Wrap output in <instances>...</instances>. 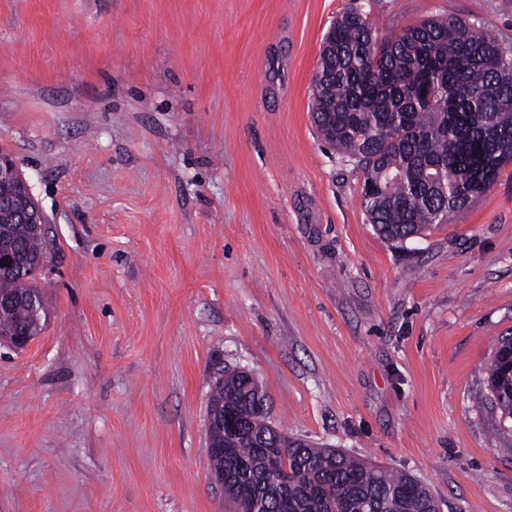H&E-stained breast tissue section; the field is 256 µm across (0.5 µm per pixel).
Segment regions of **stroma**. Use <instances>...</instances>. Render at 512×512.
<instances>
[{
  "label": "stroma",
  "instance_id": "35a3bbf8",
  "mask_svg": "<svg viewBox=\"0 0 512 512\" xmlns=\"http://www.w3.org/2000/svg\"><path fill=\"white\" fill-rule=\"evenodd\" d=\"M361 0H0V149L48 217L45 328L0 342V512H234L207 405L250 371L274 426L512 512V164L450 223L383 239L310 112ZM512 0H373L385 33ZM509 351L512 352V337L503 338L499 343L488 376L489 391L505 419H512V372L506 368L509 362L500 363L499 356Z\"/></svg>",
  "mask_w": 512,
  "mask_h": 512
}]
</instances>
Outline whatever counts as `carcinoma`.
<instances>
[{
    "instance_id": "obj_1",
    "label": "carcinoma",
    "mask_w": 512,
    "mask_h": 512,
    "mask_svg": "<svg viewBox=\"0 0 512 512\" xmlns=\"http://www.w3.org/2000/svg\"><path fill=\"white\" fill-rule=\"evenodd\" d=\"M313 86L311 116L322 138L363 173L362 205L375 231L403 242L452 217L512 162V47L481 20L430 17L378 37L369 12H343L330 28ZM13 269L0 273V335H37L24 301L27 270L45 256V233L0 226ZM499 343L488 388L512 419V372ZM260 387L241 372L217 379L208 406L224 410L209 449L224 497L238 512H437L430 491L338 448L292 441L267 420Z\"/></svg>"
}]
</instances>
